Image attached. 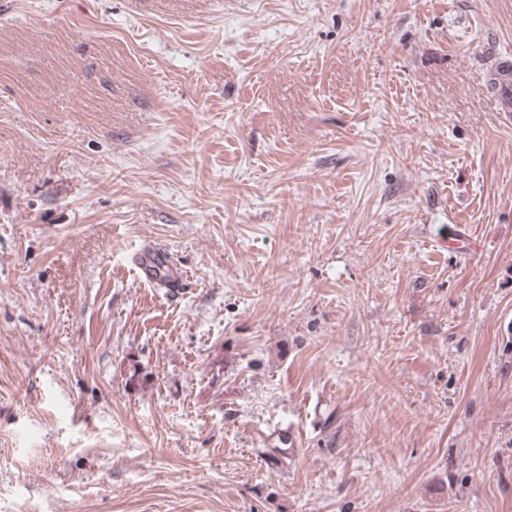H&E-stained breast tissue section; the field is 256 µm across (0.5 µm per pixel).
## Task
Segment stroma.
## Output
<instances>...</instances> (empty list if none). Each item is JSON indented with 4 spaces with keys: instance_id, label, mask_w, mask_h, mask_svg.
Here are the masks:
<instances>
[{
    "instance_id": "obj_1",
    "label": "stroma",
    "mask_w": 512,
    "mask_h": 512,
    "mask_svg": "<svg viewBox=\"0 0 512 512\" xmlns=\"http://www.w3.org/2000/svg\"><path fill=\"white\" fill-rule=\"evenodd\" d=\"M502 56L512 0H0V512H512ZM132 260L139 276L158 288H176L184 279L180 265L165 247L156 243L141 247Z\"/></svg>"
}]
</instances>
